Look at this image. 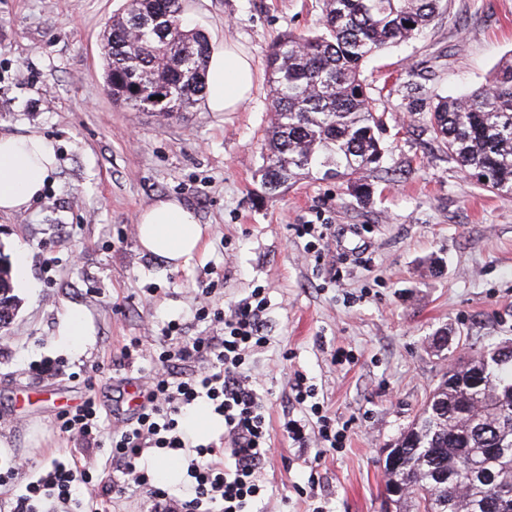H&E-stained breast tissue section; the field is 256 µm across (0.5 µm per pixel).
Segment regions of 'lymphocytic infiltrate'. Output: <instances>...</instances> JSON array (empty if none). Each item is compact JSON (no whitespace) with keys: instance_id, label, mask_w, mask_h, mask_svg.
<instances>
[{"instance_id":"f902f5d3","label":"lymphocytic infiltrate","mask_w":512,"mask_h":512,"mask_svg":"<svg viewBox=\"0 0 512 512\" xmlns=\"http://www.w3.org/2000/svg\"><path fill=\"white\" fill-rule=\"evenodd\" d=\"M266 305L261 286L228 311L214 306L205 288L194 317L209 323V331L182 339L178 324L169 323L167 344L158 351L147 337L130 338L114 363L148 362L139 411L110 420L94 392L80 405L60 411L53 425L77 447L106 450L109 465L73 454L38 469L31 460H12L0 468V512H109L114 500L131 491L147 498L151 512H255L267 493L264 467L272 434L248 359L269 343L261 319ZM292 392L302 415L286 422L288 438L302 448L312 439L322 448L344 447L348 429L323 414L315 384L296 373ZM201 403L222 419L224 432L215 441L195 445L185 435L182 418ZM152 448L187 457L189 491L183 497L155 485L145 470L142 460ZM26 470L31 476L23 490H16Z\"/></svg>"}]
</instances>
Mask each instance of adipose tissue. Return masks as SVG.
Listing matches in <instances>:
<instances>
[{
	"instance_id": "1",
	"label": "adipose tissue",
	"mask_w": 512,
	"mask_h": 512,
	"mask_svg": "<svg viewBox=\"0 0 512 512\" xmlns=\"http://www.w3.org/2000/svg\"><path fill=\"white\" fill-rule=\"evenodd\" d=\"M256 81L252 56L233 45L214 51L208 69L205 104L212 112H235L249 100ZM54 166L47 139L0 136V213L26 209L40 197ZM204 230L194 211L167 197L155 200L139 217L142 248L174 266L200 250Z\"/></svg>"
}]
</instances>
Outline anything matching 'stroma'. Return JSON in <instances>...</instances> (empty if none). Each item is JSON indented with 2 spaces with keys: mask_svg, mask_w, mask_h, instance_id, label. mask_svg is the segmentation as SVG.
Returning a JSON list of instances; mask_svg holds the SVG:
<instances>
[{
  "mask_svg": "<svg viewBox=\"0 0 512 512\" xmlns=\"http://www.w3.org/2000/svg\"><path fill=\"white\" fill-rule=\"evenodd\" d=\"M128 0H0V135H39L57 165L40 198L0 214V254L26 253L19 303L0 348V459L42 465L66 441L52 432L57 393L79 405L83 373L132 336L186 337L199 289L231 308L267 290L271 343L249 359L273 435L259 512H382V450L411 423L452 356L512 342V194L484 189L436 139L437 99L476 88L512 57V0H443L418 39L371 58L364 75L389 148L372 197L338 179H304L264 196L258 170L270 124L266 57L282 35L322 29L321 0H187V20L212 48L251 55L257 81L235 112L197 104L183 119L115 106L105 93L102 32ZM160 197L191 206L204 228L185 266L145 252L137 223ZM299 224H328L335 272L316 264ZM85 334L71 344L67 315ZM349 350L339 364L336 351ZM61 362L36 379L35 361ZM316 384L326 415L351 423L345 448H298L282 430L298 417L291 382ZM319 476L311 488L310 473Z\"/></svg>",
  "mask_w": 512,
  "mask_h": 512,
  "instance_id": "stroma-1",
  "label": "stroma"
}]
</instances>
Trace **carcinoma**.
<instances>
[{
    "label": "carcinoma",
    "instance_id": "cac0c4a2",
    "mask_svg": "<svg viewBox=\"0 0 512 512\" xmlns=\"http://www.w3.org/2000/svg\"><path fill=\"white\" fill-rule=\"evenodd\" d=\"M442 0H322L321 33L289 34L268 56L270 126L261 184L274 198L314 173L367 194L384 152L382 116L363 76L366 61L420 35ZM185 0H130L107 24L104 86L112 100L177 120L205 93L207 36L187 25ZM431 125L458 166L479 184L512 194V58L485 84L444 97ZM11 265L0 255V329L17 309ZM499 360L455 359L393 444L401 464H384L395 512H488L512 492V344Z\"/></svg>",
    "mask_w": 512,
    "mask_h": 512
}]
</instances>
